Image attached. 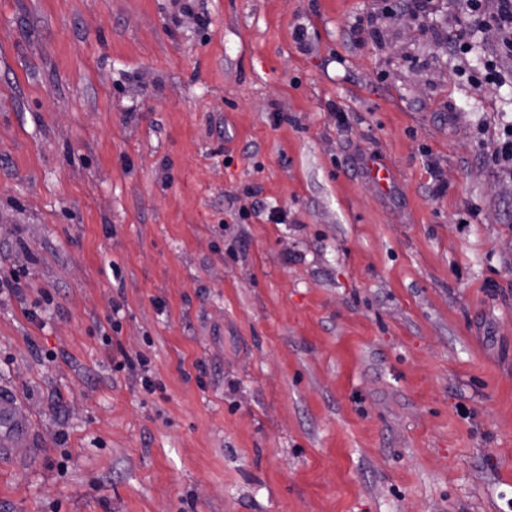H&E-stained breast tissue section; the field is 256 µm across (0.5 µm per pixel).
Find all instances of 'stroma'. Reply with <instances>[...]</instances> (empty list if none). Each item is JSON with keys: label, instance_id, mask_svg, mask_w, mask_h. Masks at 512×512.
Returning <instances> with one entry per match:
<instances>
[{"label": "stroma", "instance_id": "obj_1", "mask_svg": "<svg viewBox=\"0 0 512 512\" xmlns=\"http://www.w3.org/2000/svg\"><path fill=\"white\" fill-rule=\"evenodd\" d=\"M495 47L464 0H0V393L35 448L0 512H512Z\"/></svg>", "mask_w": 512, "mask_h": 512}]
</instances>
